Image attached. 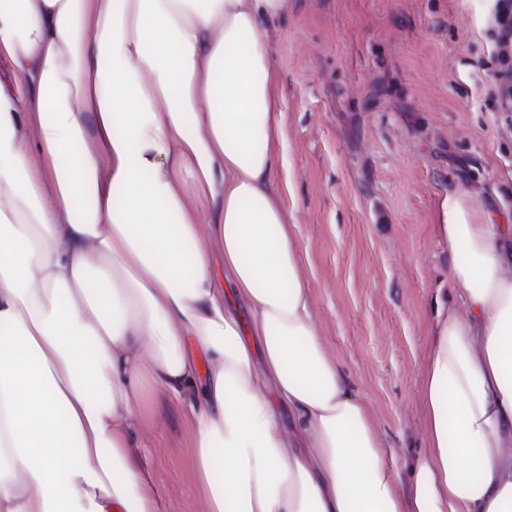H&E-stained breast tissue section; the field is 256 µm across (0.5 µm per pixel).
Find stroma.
<instances>
[{
    "instance_id": "stroma-1",
    "label": "stroma",
    "mask_w": 512,
    "mask_h": 512,
    "mask_svg": "<svg viewBox=\"0 0 512 512\" xmlns=\"http://www.w3.org/2000/svg\"><path fill=\"white\" fill-rule=\"evenodd\" d=\"M486 0H288L268 29L289 167L274 177L324 343L369 405L399 479L428 446L435 298L452 294L448 196L512 224V127L487 90ZM133 461L162 512H202L185 403L137 411Z\"/></svg>"
}]
</instances>
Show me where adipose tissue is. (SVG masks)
Segmentation results:
<instances>
[{"mask_svg":"<svg viewBox=\"0 0 512 512\" xmlns=\"http://www.w3.org/2000/svg\"><path fill=\"white\" fill-rule=\"evenodd\" d=\"M287 10L0 0V512H162L131 459L153 388L188 406L204 512H512V225L448 197L400 486L271 192Z\"/></svg>","mask_w":512,"mask_h":512,"instance_id":"adipose-tissue-1","label":"adipose tissue"}]
</instances>
